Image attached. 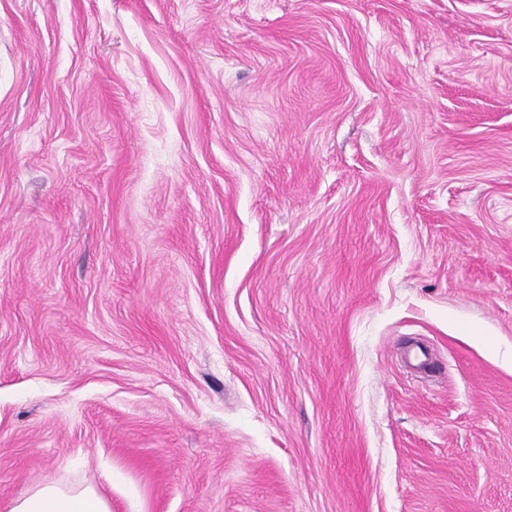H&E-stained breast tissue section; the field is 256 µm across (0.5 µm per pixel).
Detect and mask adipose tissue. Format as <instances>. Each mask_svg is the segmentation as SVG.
<instances>
[{
    "label": "adipose tissue",
    "mask_w": 512,
    "mask_h": 512,
    "mask_svg": "<svg viewBox=\"0 0 512 512\" xmlns=\"http://www.w3.org/2000/svg\"><path fill=\"white\" fill-rule=\"evenodd\" d=\"M8 512H112V503L95 485L52 481L14 499Z\"/></svg>",
    "instance_id": "adipose-tissue-1"
}]
</instances>
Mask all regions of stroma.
Returning <instances> with one entry per match:
<instances>
[{"mask_svg":"<svg viewBox=\"0 0 512 512\" xmlns=\"http://www.w3.org/2000/svg\"><path fill=\"white\" fill-rule=\"evenodd\" d=\"M50 481L512 512V0H0V512Z\"/></svg>","mask_w":512,"mask_h":512,"instance_id":"35a3bbf8","label":"stroma"}]
</instances>
